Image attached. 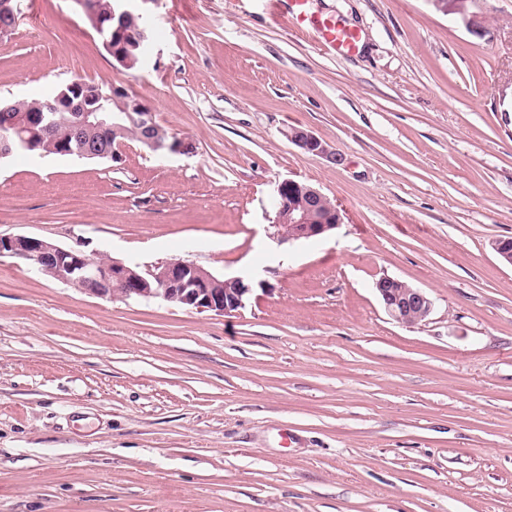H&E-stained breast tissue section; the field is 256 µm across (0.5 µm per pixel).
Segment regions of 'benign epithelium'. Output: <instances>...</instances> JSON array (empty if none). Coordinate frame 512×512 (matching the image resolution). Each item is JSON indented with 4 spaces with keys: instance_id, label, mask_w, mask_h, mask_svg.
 Masks as SVG:
<instances>
[{
    "instance_id": "benign-epithelium-1",
    "label": "benign epithelium",
    "mask_w": 512,
    "mask_h": 512,
    "mask_svg": "<svg viewBox=\"0 0 512 512\" xmlns=\"http://www.w3.org/2000/svg\"><path fill=\"white\" fill-rule=\"evenodd\" d=\"M16 0H0V43L6 44L18 20ZM112 26L104 27L93 21L96 33L100 36L106 51L118 62L123 63L120 46L114 43L115 35L127 33V25H132L139 39L146 38L151 24L146 12L132 3H121L111 14ZM120 113L112 115V106ZM46 112H70L72 121L70 135L77 136L87 129L101 133H112L122 128L128 121L139 126L144 134L142 144L153 151L190 154L193 145L183 139L172 140L165 136L156 124L151 106L143 99L134 96L122 85H97L93 90L78 80L65 85L57 95L45 101L40 114L33 121L20 125L12 105H0V127L16 132L15 144L37 149L42 147L52 123L45 121ZM288 140L301 151L323 157L332 162H340L330 147L312 132L293 129L287 134ZM123 143L119 142L105 151L88 145L73 151L63 146L61 153H76L85 159L106 158L114 162L121 159ZM297 184L294 179H284L275 186V196L281 205L288 207L290 223L277 225L278 233L288 240L309 237H323L338 228L343 221L338 205H331L319 224L307 222V215L297 205L290 203L288 187ZM492 249L505 264L512 266V239H497ZM22 257L42 273L52 276L72 287L96 298L105 300L152 299L160 298L168 303H178L200 312H212L219 316L231 315L245 308L246 301L253 292L250 280L241 276L219 280L208 270L183 259L167 260L155 266L141 268L137 264L125 263L106 255L90 256L80 250L65 248L40 237L16 235L0 236V256ZM224 287H218V284ZM375 289L385 312L403 325H414L430 314L432 300L426 292L414 288L396 278L383 276L375 283Z\"/></svg>"
}]
</instances>
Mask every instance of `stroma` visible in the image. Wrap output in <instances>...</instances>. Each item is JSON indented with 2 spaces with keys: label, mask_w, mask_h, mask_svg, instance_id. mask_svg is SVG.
I'll return each instance as SVG.
<instances>
[{
  "label": "stroma",
  "mask_w": 512,
  "mask_h": 512,
  "mask_svg": "<svg viewBox=\"0 0 512 512\" xmlns=\"http://www.w3.org/2000/svg\"><path fill=\"white\" fill-rule=\"evenodd\" d=\"M312 7L359 50L268 0H156L129 72L74 0H21L0 101L122 85L194 150L2 160L0 236L258 287L217 316L0 256V512H512V0ZM288 178L342 224L278 237ZM384 275L429 295L424 321L385 313ZM273 20L299 32L312 31L319 45L340 56L355 53L360 44V34L330 16L313 11L310 0H269ZM288 140L301 151L314 156L326 158L332 162H340L338 157L330 147L312 132L304 129H292L287 134Z\"/></svg>",
  "instance_id": "1"
}]
</instances>
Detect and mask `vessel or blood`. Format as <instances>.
I'll use <instances>...</instances> for the list:
<instances>
[{
    "mask_svg": "<svg viewBox=\"0 0 512 512\" xmlns=\"http://www.w3.org/2000/svg\"><path fill=\"white\" fill-rule=\"evenodd\" d=\"M275 22L300 32H314L326 51L344 56L355 53L360 34L330 16L313 11L310 0H269Z\"/></svg>",
    "mask_w": 512,
    "mask_h": 512,
    "instance_id": "1",
    "label": "vessel or blood"
}]
</instances>
